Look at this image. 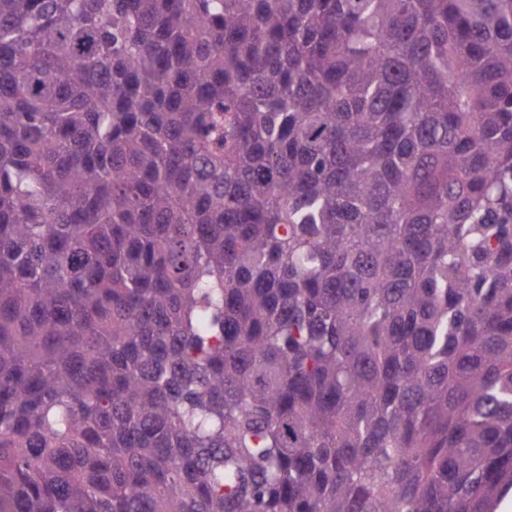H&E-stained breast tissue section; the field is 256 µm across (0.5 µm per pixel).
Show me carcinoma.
<instances>
[{
	"label": "carcinoma",
	"mask_w": 512,
	"mask_h": 512,
	"mask_svg": "<svg viewBox=\"0 0 512 512\" xmlns=\"http://www.w3.org/2000/svg\"><path fill=\"white\" fill-rule=\"evenodd\" d=\"M512 0H0V512H491Z\"/></svg>",
	"instance_id": "1"
}]
</instances>
